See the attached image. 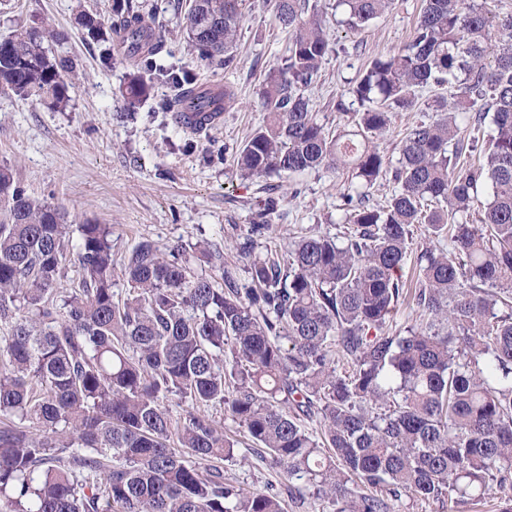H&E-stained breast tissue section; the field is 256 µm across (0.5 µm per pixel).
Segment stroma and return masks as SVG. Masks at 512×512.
<instances>
[{"label":"stroma","mask_w":512,"mask_h":512,"mask_svg":"<svg viewBox=\"0 0 512 512\" xmlns=\"http://www.w3.org/2000/svg\"><path fill=\"white\" fill-rule=\"evenodd\" d=\"M112 2L0 0V34L45 20L66 32L64 49L79 60L84 72L62 112L0 96V164L14 167L31 195L64 204L73 223L111 225L112 250L119 259L146 237L165 254L177 246L217 243L225 248L226 262L241 265L239 235L271 195L278 207L270 217L269 235L260 240L262 246L284 249L301 232L345 230L340 188L350 181L349 171L323 169L285 176L277 179L272 193L264 182L243 181L235 174L236 149L266 117L259 101L264 74L288 54V34L264 11L261 0H243L239 55L226 69L204 68L184 54L182 16L176 13L174 0H143L157 15L173 52L172 65L192 68L236 96L235 106L222 121L190 146L155 109L170 87L155 86L135 114L126 116L122 91L129 69L118 63L105 66V43L92 41L76 25L82 9L109 19ZM332 2L319 0L325 28L346 50L326 57L310 98L323 121L333 127L346 122L336 102L350 81L369 61L397 54L410 40L421 0H396L392 13L360 31L339 23ZM214 416L239 441L237 460L224 465L225 478L257 488L282 486L283 477L256 456L237 424L226 420L223 411Z\"/></svg>","instance_id":"obj_1"}]
</instances>
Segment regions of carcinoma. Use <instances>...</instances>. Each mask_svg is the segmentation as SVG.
Returning <instances> with one entry per match:
<instances>
[{
	"instance_id": "cac0c4a2",
	"label": "carcinoma",
	"mask_w": 512,
	"mask_h": 512,
	"mask_svg": "<svg viewBox=\"0 0 512 512\" xmlns=\"http://www.w3.org/2000/svg\"><path fill=\"white\" fill-rule=\"evenodd\" d=\"M242 0H177L184 52L206 66L237 59ZM292 32L288 57L260 90L266 120L236 150L243 179L352 170L342 235L311 233L285 253L258 254L273 205L238 243L247 282L207 243L219 275L198 274L147 239L122 261L112 227L68 224L66 208L28 193L0 166V512H284L273 487L224 480L237 441L209 410L224 408L288 479L333 512H397L402 496L458 503L497 495L512 512V12L478 0H422L410 41L368 64L345 102L350 128L332 131L306 91L335 43L310 0H264ZM360 30L394 0H335ZM104 64L135 67L134 109L156 83L158 109L206 130L233 93L210 97L198 77L161 64L169 53L141 0H114L111 22L80 12ZM67 35L41 21L0 35V93L63 110L79 61L53 47ZM426 103L402 133L396 184L384 204L371 189L387 173L384 141L396 112ZM478 160L448 154L466 123ZM486 193V199L479 195ZM429 241L419 286L399 271L413 226ZM78 286L62 288L69 273ZM121 275L125 295L113 281ZM409 298L421 323L390 321ZM288 344H283V340ZM351 361L349 374L335 360ZM188 404L176 421L167 407ZM317 419L315 438L303 426Z\"/></svg>"
}]
</instances>
